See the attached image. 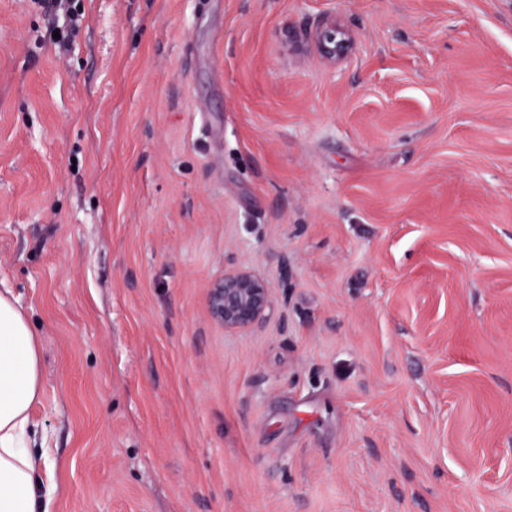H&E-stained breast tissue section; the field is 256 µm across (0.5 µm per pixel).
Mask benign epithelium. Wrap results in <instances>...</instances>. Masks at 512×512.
Returning <instances> with one entry per match:
<instances>
[{
	"mask_svg": "<svg viewBox=\"0 0 512 512\" xmlns=\"http://www.w3.org/2000/svg\"><path fill=\"white\" fill-rule=\"evenodd\" d=\"M323 57L336 61L349 42L347 33L330 23L317 33ZM272 305L266 283L248 267L224 271L210 284L208 308L215 323L229 331L253 329L266 319Z\"/></svg>",
	"mask_w": 512,
	"mask_h": 512,
	"instance_id": "7a95c632",
	"label": "benign epithelium"
}]
</instances>
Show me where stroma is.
I'll return each mask as SVG.
<instances>
[{
	"mask_svg": "<svg viewBox=\"0 0 512 512\" xmlns=\"http://www.w3.org/2000/svg\"><path fill=\"white\" fill-rule=\"evenodd\" d=\"M70 5L62 50L0 0L56 512H512V0ZM234 264L250 331L208 311ZM323 57L328 62H335L336 55L343 52L349 42L347 33L336 28V23H330L317 33ZM271 305L266 283L247 266L224 270L208 289L209 313L224 330L242 331L259 326Z\"/></svg>",
	"mask_w": 512,
	"mask_h": 512,
	"instance_id": "1",
	"label": "stroma"
}]
</instances>
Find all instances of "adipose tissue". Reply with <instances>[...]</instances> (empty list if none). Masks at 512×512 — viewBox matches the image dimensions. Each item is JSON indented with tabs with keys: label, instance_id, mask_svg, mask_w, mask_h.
<instances>
[{
	"label": "adipose tissue",
	"instance_id": "1",
	"mask_svg": "<svg viewBox=\"0 0 512 512\" xmlns=\"http://www.w3.org/2000/svg\"><path fill=\"white\" fill-rule=\"evenodd\" d=\"M43 392L41 348L25 313L0 293V512H53L29 446L30 411Z\"/></svg>",
	"mask_w": 512,
	"mask_h": 512
}]
</instances>
